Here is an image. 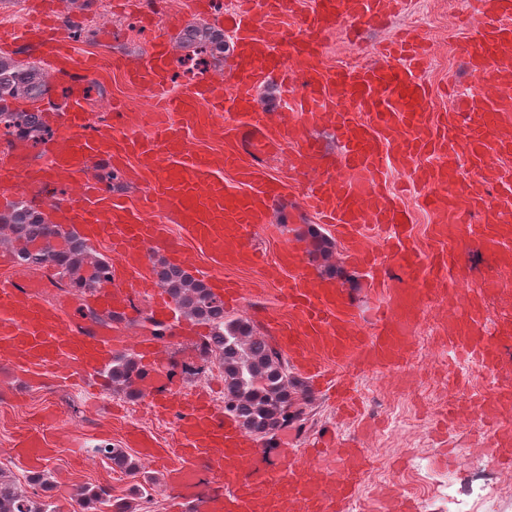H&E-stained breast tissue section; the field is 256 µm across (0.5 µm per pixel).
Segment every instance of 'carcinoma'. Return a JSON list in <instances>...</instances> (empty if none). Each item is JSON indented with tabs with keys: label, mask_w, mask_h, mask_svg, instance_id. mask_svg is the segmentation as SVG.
Instances as JSON below:
<instances>
[{
	"label": "carcinoma",
	"mask_w": 512,
	"mask_h": 512,
	"mask_svg": "<svg viewBox=\"0 0 512 512\" xmlns=\"http://www.w3.org/2000/svg\"><path fill=\"white\" fill-rule=\"evenodd\" d=\"M177 47L185 51L205 50L212 59L224 58V33L203 23L188 24L176 37ZM51 76L41 66L0 56V126L18 140L38 142L48 134L44 110L58 107L52 99ZM309 255L327 262L335 243L331 237L310 228ZM0 244L12 248L18 264L53 272L55 286L64 293L81 295L93 292L112 280V265L75 231L50 223L49 217L19 198L0 212ZM155 273L178 311L198 321L208 333L198 343L206 359H214L224 375V408L248 434L272 440L291 426L302 429L309 416L307 389L294 375L288 360L269 340L258 334L254 323L244 317L224 313V300L201 278L188 270L158 261ZM99 326H110L120 317L89 305L81 309ZM139 370L131 354L112 359L107 376L115 390L137 398L141 390L136 379ZM93 453L112 461V465L133 474L137 465L124 449L101 445ZM50 489V480L31 476L21 483L0 470V512H56L55 505L39 494ZM103 497H112L108 486L85 484L75 489L74 501L80 512H96Z\"/></svg>",
	"instance_id": "cac0c4a2"
}]
</instances>
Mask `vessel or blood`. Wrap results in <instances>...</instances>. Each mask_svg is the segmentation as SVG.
Here are the masks:
<instances>
[{
  "mask_svg": "<svg viewBox=\"0 0 512 512\" xmlns=\"http://www.w3.org/2000/svg\"><path fill=\"white\" fill-rule=\"evenodd\" d=\"M403 0H309L296 9L293 0H240L225 15L232 34L228 47L230 68L224 91L197 83L181 95L168 94L171 45L154 40L145 64L127 66L130 83L145 87L161 114L151 139L134 135L115 137L109 130L87 136L90 124L81 92H74L65 112L56 117L51 144L52 164L16 176L0 172V189L36 194L53 174L82 170L89 156H107L114 164L135 157L140 170L151 173L146 202L150 213L172 217L182 236L202 243L232 264L261 263L259 251L241 245L247 229L268 223L274 202L288 195V186L274 183L247 163L236 143H227L223 156L193 151L183 142V128L202 120L203 111L241 112L249 115L259 149L276 152L288 133L287 115L271 117L257 110L254 90L268 82L301 89L298 110L312 121L328 120L341 142V163L349 178L327 174L312 182L303 199L306 210L330 225L346 242V259L355 265L377 267L379 261L368 244L371 231L386 229L389 252L406 274L425 277L426 287L408 291L390 289L377 311L376 331L359 335L348 304L335 282L291 260L288 267L268 266L271 278L281 282L288 307L299 319L284 340L293 363L308 377L321 376L313 353L322 350L346 371H383L397 366L408 349L419 300L441 296L439 271L445 262L437 256L420 264L410 242V212L385 193L380 177L391 164L413 169L416 183L447 189L445 197L429 195L425 205L444 209L453 224H438L434 238L455 241L465 231L462 203L485 210L480 235L491 246L512 237V226L502 223L499 212L489 209L491 187L512 196L497 164L512 154V0H475L478 38L465 53L472 69L487 74L494 86L489 96L465 97L459 107L469 117L465 135L431 113L427 92L414 71L426 54L424 38H401L385 48L386 63L352 69H330L321 63L324 42L346 23H376L398 9ZM297 13L289 26V13ZM25 36L46 47L49 57L61 58L52 44L47 24L27 28ZM351 100L354 110L337 109V101ZM440 158L437 168L421 166L424 155ZM468 156L476 177L469 184L456 178L455 159ZM297 163L329 166L328 155L314 138L302 140L294 153ZM233 171L236 187L224 182ZM64 220L91 244L107 241L124 259L125 279L103 285L94 294L102 310H127L151 299L157 314L175 310L154 280L142 277L141 268L153 248L165 240V227L142 220L119 198L100 207L80 198L62 207ZM448 343L459 355L481 362L494 371L499 357L493 337L482 335L481 322L470 315L453 323ZM124 342L115 336L82 327H67L61 310L47 304L26 281L0 279V365L22 369L33 376L53 375L87 380L101 374ZM143 370L141 387L149 391L151 409L174 419L178 435V464L166 466L167 480L176 485V512H346L371 461L356 443L337 442L323 434L319 458L340 460L341 468H328L315 477L305 462L289 461L279 473L256 471L244 475L245 464L260 450L237 421L206 400L200 392H183L177 367L166 363L150 338L136 345ZM512 398V386H498L482 399L479 412L491 428L489 449L497 464L512 469V426L501 421L497 404ZM43 432L19 436L15 451L30 467H38L46 453ZM205 461L224 478L225 493L201 496L195 477L197 462Z\"/></svg>",
  "mask_w": 512,
  "mask_h": 512,
  "instance_id": "1",
  "label": "vessel or blood"
}]
</instances>
